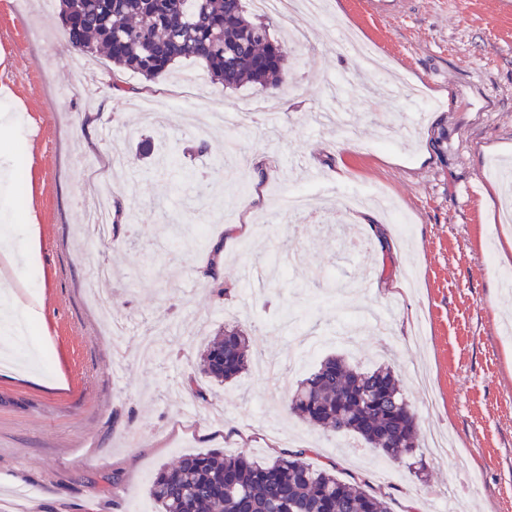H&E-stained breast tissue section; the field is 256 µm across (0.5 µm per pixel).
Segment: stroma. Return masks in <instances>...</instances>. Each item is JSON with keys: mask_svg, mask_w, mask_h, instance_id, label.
<instances>
[{"mask_svg": "<svg viewBox=\"0 0 512 512\" xmlns=\"http://www.w3.org/2000/svg\"><path fill=\"white\" fill-rule=\"evenodd\" d=\"M272 21L291 47L290 72L265 94L224 89L190 57L152 82L98 58L72 68L56 7L0 0V183L15 178L0 225L21 287L0 294V321L34 302L33 341L48 359L0 367V489L41 490L20 501L24 512H155L150 479L180 455L243 450L267 462L286 446L309 449L314 465L334 461L342 478L365 476L391 512H413L420 488L472 471L481 488L459 490L454 512H512V342L499 328L512 316L501 277L512 230L500 226L495 171L512 160V0H325L320 17ZM351 34L386 57L385 72L359 61ZM394 80L418 95L373 94ZM115 82L138 87L135 101L115 106ZM260 97L266 111L240 133L239 174L226 177L215 166L224 130L210 120ZM184 142L206 143L190 164L207 187L151 175ZM89 166L125 215L100 249L81 235V199L97 187ZM373 187L389 209L344 214L346 193ZM295 191L307 192L317 223L284 216L278 198ZM229 221L248 230L228 245ZM216 244L235 285L224 300L199 273ZM93 259L115 270L97 289L126 327L117 340L86 288ZM163 318L173 332L141 363L140 337ZM224 326L248 334L253 364L219 386L198 357ZM301 334L324 338L320 356L393 370L423 471L394 462L379 472L362 440L286 414L315 362L272 382L257 364L301 353ZM437 434L448 440L441 458Z\"/></svg>", "mask_w": 512, "mask_h": 512, "instance_id": "1", "label": "stroma"}]
</instances>
